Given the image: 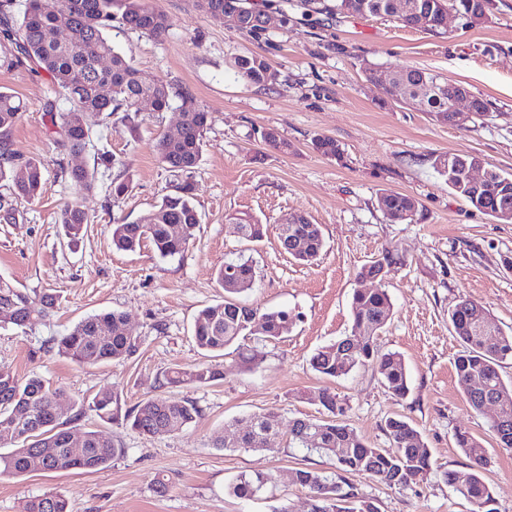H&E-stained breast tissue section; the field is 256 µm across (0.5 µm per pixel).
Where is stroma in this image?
Listing matches in <instances>:
<instances>
[{
  "label": "stroma",
  "mask_w": 512,
  "mask_h": 512,
  "mask_svg": "<svg viewBox=\"0 0 512 512\" xmlns=\"http://www.w3.org/2000/svg\"><path fill=\"white\" fill-rule=\"evenodd\" d=\"M328 0H267L271 15L288 23L259 35L201 12L194 0H148L166 15L162 38L135 31L113 33L123 55L148 75L190 93L210 114L206 148L193 173L200 215L183 258L164 260L151 245L133 252L111 245L112 224L147 214L168 193L173 176L160 163L158 138L180 115L143 106L140 136L113 121L89 115L90 142L68 154L51 133V115L66 102L49 75L32 64H0V89L26 109L14 126L15 151L44 165L42 194L11 200L15 221L0 224V278L30 294L59 295L50 318L32 329L0 328V365L38 374L69 405L118 389L126 407L157 395L185 397L200 413L184 429L147 438L127 426L85 415L80 427L101 431L123 453L92 471L34 473L0 480V512H27L46 492L69 499L72 512H307L305 488L292 481L298 468L329 471L333 460L289 447L288 424L320 412L318 393L335 391L347 404L345 422L378 448L389 447L385 421L402 417L423 435L434 462L427 480L391 488L365 475L351 476L358 496L378 512H467V502L448 487L443 473H466L469 459L456 447V428H468L488 451L483 479L498 512H512V451L499 448L489 430L493 410L477 413L465 401L455 360L460 345L448 314L460 298L483 302L502 329L512 328V222L477 210L452 193L434 169L438 154H475L512 174V0H493L488 20L472 27L448 21V34L403 27L396 18L336 15ZM254 53L279 74L275 85L242 80L234 61ZM390 72L413 66L466 85L490 105L483 119L451 125L414 104L385 100L363 74L364 63ZM276 129L290 148L266 146L261 134ZM334 138L342 155L315 152L313 137ZM124 163L133 182L119 200L111 196L116 167L99 165L101 153ZM95 172L93 192L74 198L57 173L59 162ZM406 194L418 203L413 222H392L377 205L379 190ZM78 200L90 224L77 245H67L59 222L64 203ZM245 212L267 227L262 241L242 240L225 216ZM303 215L321 225L319 259L302 265L285 254L276 228ZM398 253L384 284L391 315L379 337L382 350L399 352L409 375V394L394 398L372 368L328 381L310 366L315 352L352 330L351 302L361 287L357 273L385 251ZM252 259L257 286L247 296L261 309L288 308L300 318L281 339L268 343L255 369L229 368L223 381L175 389L162 387L166 371L203 362L193 338L194 317L220 302L215 270L237 255ZM125 314L139 341L129 358L81 367L52 346L80 320L102 312ZM276 414L272 450L217 448L213 439L232 421L255 413ZM276 479L274 492L254 500L233 496L228 486L243 472ZM166 489L157 491L156 478Z\"/></svg>",
  "instance_id": "stroma-1"
}]
</instances>
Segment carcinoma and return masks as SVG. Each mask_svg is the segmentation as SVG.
<instances>
[{"label": "carcinoma", "instance_id": "1", "mask_svg": "<svg viewBox=\"0 0 512 512\" xmlns=\"http://www.w3.org/2000/svg\"><path fill=\"white\" fill-rule=\"evenodd\" d=\"M417 14L399 21L406 27L427 32L448 31V9L461 14L469 11L470 0H419ZM0 0V42L15 45L17 54L45 70L55 90L65 97L68 108L59 113L57 133L62 146L72 154L84 151L89 143L87 117L104 114L110 118L120 114L126 132L138 135L140 99L151 100L153 110L163 112L171 107L173 98L180 99L181 120L172 133L162 135L156 143L161 164L175 173L179 181L170 192L138 221L112 225V246L134 251L142 243H150L162 258H181L188 251L200 218L193 204L194 184L191 174L199 164L205 146L208 112L187 92L173 91L171 84L145 75L132 66L114 45L112 23L128 30L159 38L170 27L167 16L152 10L146 0ZM328 10L338 14L361 16L396 15V0H334ZM266 9L252 0H210L206 14L233 21L237 30L256 35L259 17ZM237 74L244 81L273 85L277 71L260 54L239 57L234 62ZM403 87L397 101L416 97L435 117L450 124L454 114L448 111V93L434 88L443 83L438 75L414 67H401ZM25 106L10 92L0 90V183H6L12 195L37 199L43 186V164L35 159L24 160L14 151L11 132ZM312 148L325 157H339L341 148L335 139L316 136ZM480 160L476 155L442 153L435 157L434 168L445 178L455 194L485 214L495 216V208L512 210V176L495 168L485 169V178L476 189L468 185L465 167ZM59 174L72 186L75 194L94 187L95 175L82 167L59 164ZM379 209L386 217L412 222L418 213L417 202L399 192L384 189L377 196ZM230 224L238 226L239 236L250 242L262 240L266 228L249 215L231 214ZM89 219L76 202L66 204L60 212L65 236L75 244L83 237ZM324 246L321 226L304 216L288 225V250L294 260L311 264ZM398 260V254L385 251L380 258L363 266L358 278H370ZM219 285L232 283L224 289V300L207 305L194 318L193 338L199 349L210 358L224 356L233 347L238 362L252 369L262 362L264 353L257 349L263 342H272L288 331L298 315L286 308L261 311L242 299L256 284L253 262L242 256L224 262L217 270ZM56 295H31L22 288L0 279V327L18 329L44 321L54 313ZM392 308L384 285L365 290L353 289L351 303L352 334L318 350L311 366L320 375L342 379L354 370L369 365L380 375L390 394L403 399L409 393L407 369L397 352H383L377 344ZM490 315L482 302L464 298L452 309L449 320L462 345L455 360L457 375L465 388V400L475 412L490 402H497L498 413L489 424L497 445L512 450V381H505L501 368L512 360V332L497 323L492 329H480L481 320ZM251 340L253 345L244 346ZM57 353L80 366H94L120 360L134 354L137 338L128 328L126 317L118 311L88 316L76 323L55 342ZM224 377L220 364L199 363L190 368H173L165 375L171 387L204 385ZM60 393L42 377L19 376L8 368H0V478L21 477L45 470H94L107 465L124 453L111 439L96 430L82 431L84 448L76 454L69 445L70 425L88 413L100 421L128 425L144 437L152 438L179 431L190 425L199 413L188 399L155 396L131 409L123 408L121 393L114 389L96 394L73 404V413L58 415L56 401ZM322 417L297 418L288 429L289 441L297 448L335 458L334 471L297 469L293 482L309 491L308 512H378L369 500L357 496L347 476L368 475L390 487L406 488L427 478L432 470L429 449L421 432L408 421L390 417L385 422L390 447L376 448L359 437L343 420L345 403L336 393L325 388L319 396ZM34 417L44 428L39 439L15 437L17 415ZM274 421L273 413L254 414L246 419L242 432L232 441L220 434L214 439L217 448L267 450V427ZM455 443L470 460V472L464 485L456 487L458 472L450 470L445 477L448 486L469 504V512H497L495 498L482 478L488 463L486 449L468 431L457 429ZM275 486L269 473L242 472L229 485L235 497L252 500ZM28 512H70L69 501L58 493L37 495L30 500Z\"/></svg>", "mask_w": 512, "mask_h": 512}]
</instances>
